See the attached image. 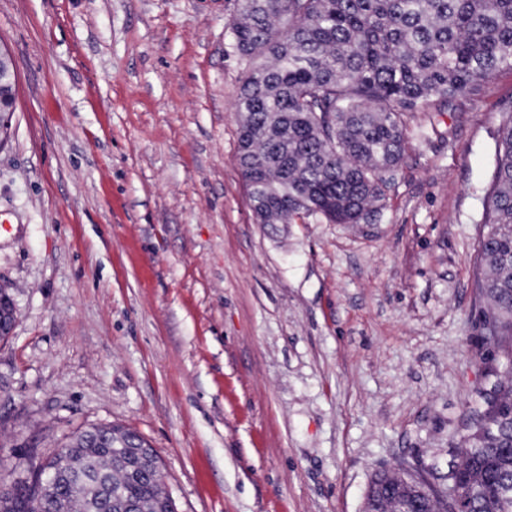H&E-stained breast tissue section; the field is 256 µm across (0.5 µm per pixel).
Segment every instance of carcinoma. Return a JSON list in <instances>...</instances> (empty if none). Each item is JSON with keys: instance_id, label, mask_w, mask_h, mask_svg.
Here are the masks:
<instances>
[{"instance_id": "1", "label": "carcinoma", "mask_w": 512, "mask_h": 512, "mask_svg": "<svg viewBox=\"0 0 512 512\" xmlns=\"http://www.w3.org/2000/svg\"><path fill=\"white\" fill-rule=\"evenodd\" d=\"M233 49L252 65L238 96V164L264 198L260 224L304 214L373 224L399 166L404 116L512 68V0H238ZM483 190L477 262L483 374L461 448L435 485L404 472L435 512H512V107L503 112ZM10 483L7 512H176L152 476L134 478L102 448L57 449ZM394 480L372 479L366 501Z\"/></svg>"}]
</instances>
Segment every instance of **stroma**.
Wrapping results in <instances>:
<instances>
[{
  "instance_id": "obj_1",
  "label": "stroma",
  "mask_w": 512,
  "mask_h": 512,
  "mask_svg": "<svg viewBox=\"0 0 512 512\" xmlns=\"http://www.w3.org/2000/svg\"><path fill=\"white\" fill-rule=\"evenodd\" d=\"M237 0H0V481L74 431L144 437L178 512H361L446 471L474 393L480 187L512 69L404 117L377 224L257 223ZM427 128L419 139L418 128ZM0 52V131L8 125L9 116L13 112L11 86L15 81L14 68L4 61ZM8 306L3 307L4 303ZM16 324V306L14 299L6 295L3 290L0 293V336H11Z\"/></svg>"
}]
</instances>
